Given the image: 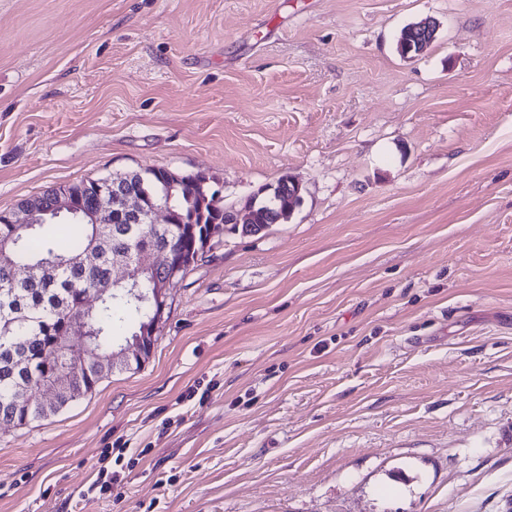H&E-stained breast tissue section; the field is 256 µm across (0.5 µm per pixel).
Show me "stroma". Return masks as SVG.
Returning a JSON list of instances; mask_svg holds the SVG:
<instances>
[{"label":"stroma","mask_w":512,"mask_h":512,"mask_svg":"<svg viewBox=\"0 0 512 512\" xmlns=\"http://www.w3.org/2000/svg\"><path fill=\"white\" fill-rule=\"evenodd\" d=\"M145 168L302 202L0 424V512H512V0H0V212ZM50 367H46L45 372V380L43 381L44 391L50 395L49 398L54 400L55 398L60 399L61 396L69 391V378H63L61 376L60 370L54 368L52 370Z\"/></svg>","instance_id":"obj_1"}]
</instances>
